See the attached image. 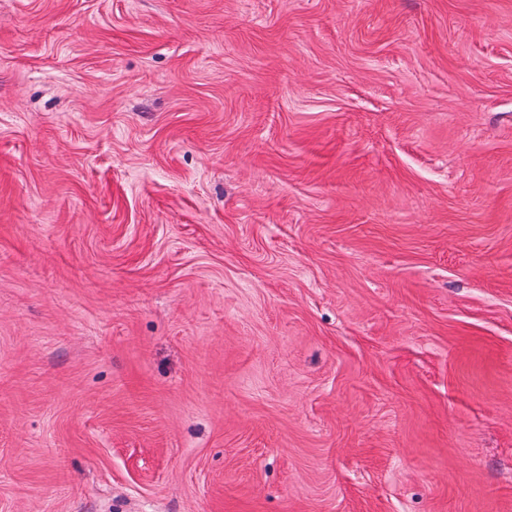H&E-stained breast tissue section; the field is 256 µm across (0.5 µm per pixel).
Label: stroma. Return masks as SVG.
Segmentation results:
<instances>
[{"mask_svg": "<svg viewBox=\"0 0 512 512\" xmlns=\"http://www.w3.org/2000/svg\"><path fill=\"white\" fill-rule=\"evenodd\" d=\"M0 512H512V0H0Z\"/></svg>", "mask_w": 512, "mask_h": 512, "instance_id": "obj_1", "label": "stroma"}]
</instances>
